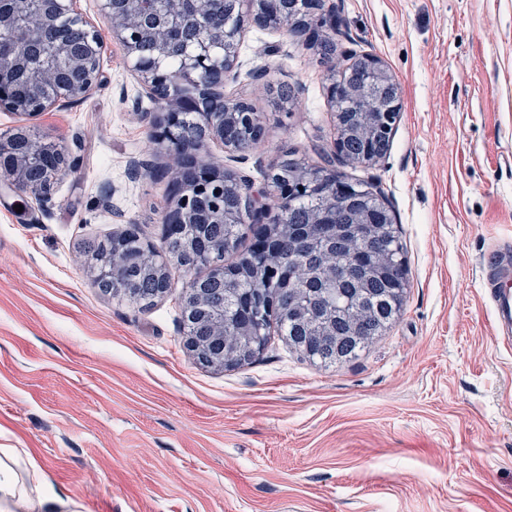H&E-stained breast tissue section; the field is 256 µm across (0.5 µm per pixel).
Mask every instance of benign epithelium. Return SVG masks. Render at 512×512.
I'll use <instances>...</instances> for the list:
<instances>
[{"label":"benign epithelium","instance_id":"1","mask_svg":"<svg viewBox=\"0 0 512 512\" xmlns=\"http://www.w3.org/2000/svg\"><path fill=\"white\" fill-rule=\"evenodd\" d=\"M75 0H0V110L34 117L60 102L85 94L101 84L100 59L103 43L94 28L74 9ZM172 7L152 23L141 21L140 0H104L106 15L112 23V36L119 42L133 62L134 70L156 99L162 112V121L155 126L154 138L174 149L186 167L176 182V207L166 218V236L182 234V228L192 224L195 235L188 246L196 250L197 262L207 268V275L227 289L202 288L195 275H190L185 295L184 345L195 359L205 366L226 367L236 364L238 355L247 356L263 348L262 336L250 326L240 325L231 330L224 324V293L242 296L243 289L236 279L227 276L224 264V225L232 216L224 206L208 200L214 188L223 191L229 183V170H220L201 161L210 142L217 141L229 151L239 150L238 135L227 130L229 112L236 99L212 94L214 85H223L224 76L237 65V46L244 23L214 26L208 19L207 0H171ZM250 12L246 20L267 25L281 20L288 0H249ZM64 24H72L83 31V45L74 53L70 41L57 34ZM193 31L191 42L181 50L182 66L176 73L167 67L173 49L169 34L182 29ZM155 43V53L146 58L142 54L144 40ZM370 78L385 77L388 89L387 109L400 108L399 90L387 68L377 56L365 61ZM353 88L334 78L329 79L327 102L334 108L350 98ZM194 112L200 120L194 133L187 134L181 126L182 115ZM49 148L25 133L0 138V177L8 176L11 187L20 192H36L40 184L29 174L36 162H41ZM379 159L376 135L368 133L361 162L369 165ZM336 185L335 169L321 170L299 167L294 179L277 190L281 207L279 212L262 225L260 231L267 245L256 250V257L273 264L272 275L264 287L248 296L243 314L267 301V294L277 288L282 279H293V268L271 250V244L283 235L293 240L292 254L312 263L309 280L317 290L306 289L311 295L328 298L336 294H362L363 284L372 272L381 275L398 258H389L386 252L365 255L363 244L377 241L391 232L388 224H373L370 213L388 212L383 199L374 197V205L365 208L355 218L357 229L349 224L335 223L333 212L320 208L313 213V223L297 233L286 224L288 198L315 193ZM139 241V260L143 264L155 262L154 245L141 240L139 232L131 228L112 237L110 255L101 258L107 264L127 252L130 241ZM333 243L353 246L350 257L342 264H316V256ZM407 282L397 281L393 288L384 289V300L398 311L403 301ZM288 316L295 322L316 323L325 327L318 358L326 363L341 361L342 336L332 335L336 310L327 305L312 306L305 300L293 302Z\"/></svg>","mask_w":512,"mask_h":512}]
</instances>
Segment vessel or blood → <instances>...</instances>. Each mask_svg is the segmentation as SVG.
Masks as SVG:
<instances>
[{"label":"vessel or blood","instance_id":"b4317fda","mask_svg":"<svg viewBox=\"0 0 512 512\" xmlns=\"http://www.w3.org/2000/svg\"><path fill=\"white\" fill-rule=\"evenodd\" d=\"M487 297L493 307L495 334L512 339V242L494 243L481 259Z\"/></svg>","mask_w":512,"mask_h":512}]
</instances>
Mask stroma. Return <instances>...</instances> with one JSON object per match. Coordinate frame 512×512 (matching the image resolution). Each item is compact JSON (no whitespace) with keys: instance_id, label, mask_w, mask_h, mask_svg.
Wrapping results in <instances>:
<instances>
[{"instance_id":"35a3bbf8","label":"stroma","mask_w":512,"mask_h":512,"mask_svg":"<svg viewBox=\"0 0 512 512\" xmlns=\"http://www.w3.org/2000/svg\"><path fill=\"white\" fill-rule=\"evenodd\" d=\"M102 84L18 131L74 158L49 201L0 186V448H21L43 493L75 512H512V346L496 340L480 258L512 238V0H326L338 58L378 56L399 117L375 163L338 165L381 190L407 288L359 356L309 359L271 335L250 362L204 367L183 346L186 274L165 261L149 307L97 288V246L128 225L160 244L174 151L101 0ZM286 83L280 106L270 84ZM314 50L247 25L224 81L267 135L210 143L250 180L283 151L318 162L336 118Z\"/></svg>"}]
</instances>
